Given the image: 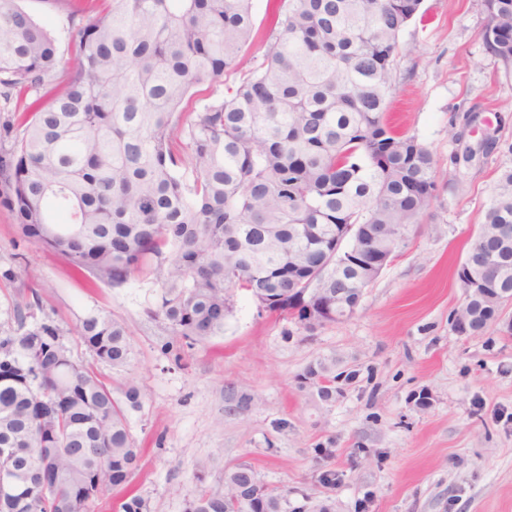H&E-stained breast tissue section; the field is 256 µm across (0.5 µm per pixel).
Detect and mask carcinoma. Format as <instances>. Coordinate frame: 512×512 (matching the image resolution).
<instances>
[{
    "label": "carcinoma",
    "mask_w": 512,
    "mask_h": 512,
    "mask_svg": "<svg viewBox=\"0 0 512 512\" xmlns=\"http://www.w3.org/2000/svg\"><path fill=\"white\" fill-rule=\"evenodd\" d=\"M109 2L76 28L66 85L49 96L55 39L0 0V204L22 237L114 288L155 274L149 312L185 340L224 331L236 289L307 330L336 322V291L356 295L373 255L394 253L438 196L430 150L386 116L399 36L422 0H267L249 67L254 0ZM485 6L482 40L509 68L512 0ZM206 82L224 94L184 111ZM17 95L30 98L20 122ZM338 242L352 265L336 267ZM458 277L467 328L456 332L479 335L512 298V170ZM38 309L36 292L17 290L16 328L0 331V467L23 478L0 512H90L139 469L128 413L141 394L75 362ZM77 335L97 361L127 364L112 314L87 312ZM119 512L148 504L129 494ZM184 512L306 510L241 463Z\"/></svg>",
    "instance_id": "obj_1"
}]
</instances>
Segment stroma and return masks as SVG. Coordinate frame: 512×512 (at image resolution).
<instances>
[{
	"label": "stroma",
	"instance_id": "stroma-1",
	"mask_svg": "<svg viewBox=\"0 0 512 512\" xmlns=\"http://www.w3.org/2000/svg\"><path fill=\"white\" fill-rule=\"evenodd\" d=\"M67 58L82 19L70 0H20ZM424 22L400 34L390 120L431 151L439 196L348 319L315 330L266 312L244 292L223 334L187 343L149 314L151 284L76 282L67 260L22 239L0 208V325L16 289L41 296L76 361L94 362L78 320L97 308L122 318L132 347L121 368L143 404L131 432L143 457L126 491L150 512H183L200 489L223 488L246 463L291 505L330 500L335 512H512V304L483 335L454 333L464 299L457 268L504 170L512 169V72L486 49L484 0H423ZM325 363L326 373L311 369ZM332 396L321 400L319 387ZM254 395L244 410L234 398ZM335 474L325 482V474Z\"/></svg>",
	"mask_w": 512,
	"mask_h": 512
}]
</instances>
